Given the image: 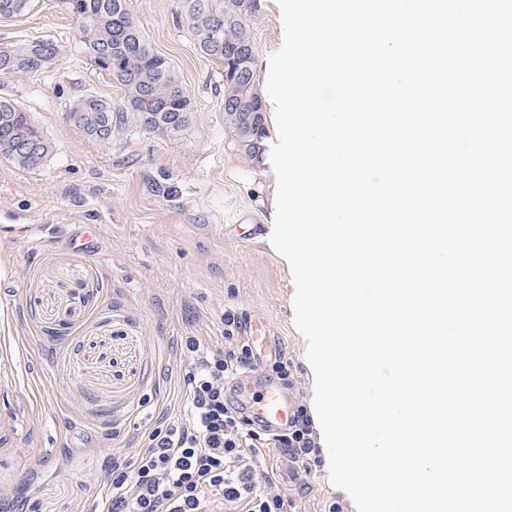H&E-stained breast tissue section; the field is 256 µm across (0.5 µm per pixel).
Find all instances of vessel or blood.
I'll return each instance as SVG.
<instances>
[{
    "label": "vessel or blood",
    "instance_id": "vessel-or-blood-1",
    "mask_svg": "<svg viewBox=\"0 0 512 512\" xmlns=\"http://www.w3.org/2000/svg\"><path fill=\"white\" fill-rule=\"evenodd\" d=\"M246 332L257 357L280 354L279 344L272 342L258 325L247 324ZM230 391L256 424L272 431L286 427L295 410L293 397L281 385L270 380L248 375L232 382Z\"/></svg>",
    "mask_w": 512,
    "mask_h": 512
}]
</instances>
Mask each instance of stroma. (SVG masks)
Wrapping results in <instances>:
<instances>
[{
    "label": "stroma",
    "mask_w": 512,
    "mask_h": 512,
    "mask_svg": "<svg viewBox=\"0 0 512 512\" xmlns=\"http://www.w3.org/2000/svg\"><path fill=\"white\" fill-rule=\"evenodd\" d=\"M128 9L190 97L191 118L177 136L140 126L122 87L82 52L62 0H33L24 15L0 20V52L22 56L36 41L48 50L37 69H0V97L23 107L51 145L36 170L0 156V281L8 283L0 316L23 351L0 362V406L33 402L23 428L38 439L0 445V512H98L105 490L88 473L116 456L132 461L162 417L183 413L173 344L182 336L223 343L225 312L266 326L297 403H312L295 284L269 242L276 135L257 158L239 150L224 121L223 80L196 49L185 0H128ZM247 24L262 92L283 44L276 0H261ZM88 94L124 115L109 144L65 119ZM85 224L96 232L89 251L72 244ZM328 469L323 450L307 471L269 457L259 484L287 499L288 512H327L333 503L356 512Z\"/></svg>",
    "instance_id": "obj_1"
}]
</instances>
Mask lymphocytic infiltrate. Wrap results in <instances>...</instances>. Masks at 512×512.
<instances>
[{
    "label": "lymphocytic infiltrate",
    "instance_id": "obj_1",
    "mask_svg": "<svg viewBox=\"0 0 512 512\" xmlns=\"http://www.w3.org/2000/svg\"><path fill=\"white\" fill-rule=\"evenodd\" d=\"M243 327L228 312L222 346L199 336L177 341L186 409L148 433L134 468L113 462L103 512H288L279 493L257 489L261 452L281 448L304 461L318 444L305 406L296 407L285 431L269 434L229 398L228 383L255 368Z\"/></svg>",
    "mask_w": 512,
    "mask_h": 512
}]
</instances>
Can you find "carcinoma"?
I'll list each match as a JSON object with an SVG mask.
<instances>
[{"label": "carcinoma", "instance_id": "cac0c4a2", "mask_svg": "<svg viewBox=\"0 0 512 512\" xmlns=\"http://www.w3.org/2000/svg\"><path fill=\"white\" fill-rule=\"evenodd\" d=\"M32 0H0V18L23 15ZM260 0H189V19L201 54L223 65L224 118L234 129L240 150L256 156L266 134L262 97L254 77V43L245 18L256 12ZM69 12L82 22L80 43L95 68L113 77L125 89L131 111L146 130L167 137L178 135L190 120V98L168 61L146 43L132 18L127 0H65ZM123 116L112 103L96 112L68 116L82 136L100 143L112 142V129ZM50 143L29 113L0 99V155L18 166L36 170L50 155Z\"/></svg>", "mask_w": 512, "mask_h": 512}]
</instances>
